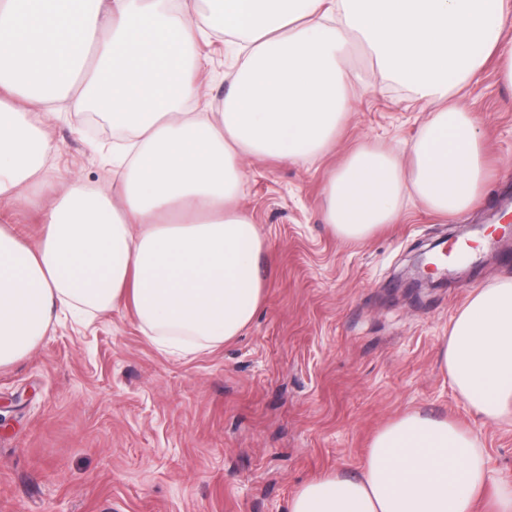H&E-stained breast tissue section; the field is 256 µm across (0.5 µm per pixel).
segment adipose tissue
Masks as SVG:
<instances>
[{"instance_id":"ef3b65f1","label":"adipose tissue","mask_w":512,"mask_h":512,"mask_svg":"<svg viewBox=\"0 0 512 512\" xmlns=\"http://www.w3.org/2000/svg\"><path fill=\"white\" fill-rule=\"evenodd\" d=\"M512 0H0V199L52 184L45 133L58 103L130 132L106 187L71 183L37 242L0 226V367L61 311L132 308L167 352L230 341L263 305V239L240 206L248 155L301 165L336 138L351 82L381 79L434 104L408 162L363 146L327 182L324 220L362 240L398 223L404 196L456 216L487 180L481 117L451 103L496 60L512 87ZM243 38L213 112L186 111L199 37ZM361 45L369 75H352ZM468 408L512 425V277L475 289L440 349ZM512 512L479 437L404 414L373 437L358 473L302 483L288 512H475L486 488Z\"/></svg>"}]
</instances>
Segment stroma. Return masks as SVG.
<instances>
[{
	"label": "stroma",
	"mask_w": 512,
	"mask_h": 512,
	"mask_svg": "<svg viewBox=\"0 0 512 512\" xmlns=\"http://www.w3.org/2000/svg\"><path fill=\"white\" fill-rule=\"evenodd\" d=\"M205 101L229 91L237 59L198 41ZM483 117L488 183L454 218L408 202L400 223L363 241L322 216L331 172L365 144L407 157L430 104L395 85L351 84L335 144L311 163L244 157L241 207L263 237L264 303L241 336L178 356L160 350L132 309L60 319L21 360L0 367V512H288L303 482L358 472L375 433L418 410L478 434L488 465L512 481V426L473 415L439 362L473 288L512 277L501 237L446 287L413 300L396 277L413 249L469 225L481 235L512 197V89L496 66L459 94ZM58 184L112 177L111 128L68 110L53 121ZM0 222L28 241L39 210L0 200Z\"/></svg>",
	"instance_id": "obj_1"
}]
</instances>
